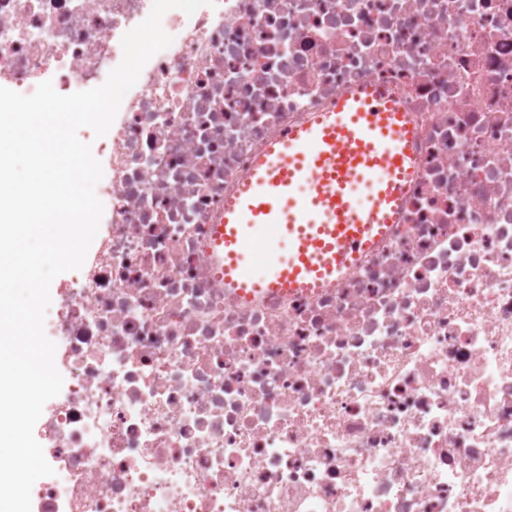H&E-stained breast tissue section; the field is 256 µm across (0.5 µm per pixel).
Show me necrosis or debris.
<instances>
[{
  "label": "necrosis or debris",
  "mask_w": 512,
  "mask_h": 512,
  "mask_svg": "<svg viewBox=\"0 0 512 512\" xmlns=\"http://www.w3.org/2000/svg\"><path fill=\"white\" fill-rule=\"evenodd\" d=\"M153 0H0V87L102 85ZM92 152L103 216L44 328L64 378L31 512H512V0L168 10ZM384 86L415 132L393 227L323 288L209 263L270 142Z\"/></svg>",
  "instance_id": "4bbe7bcc"
}]
</instances>
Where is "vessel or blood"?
<instances>
[{
	"instance_id": "1",
	"label": "vessel or blood",
	"mask_w": 512,
	"mask_h": 512,
	"mask_svg": "<svg viewBox=\"0 0 512 512\" xmlns=\"http://www.w3.org/2000/svg\"><path fill=\"white\" fill-rule=\"evenodd\" d=\"M413 132L387 93H343L272 141L224 203L213 269L237 297L305 291L344 276L393 224L415 176ZM288 244L287 255L274 249ZM262 256L259 270L248 268Z\"/></svg>"
}]
</instances>
